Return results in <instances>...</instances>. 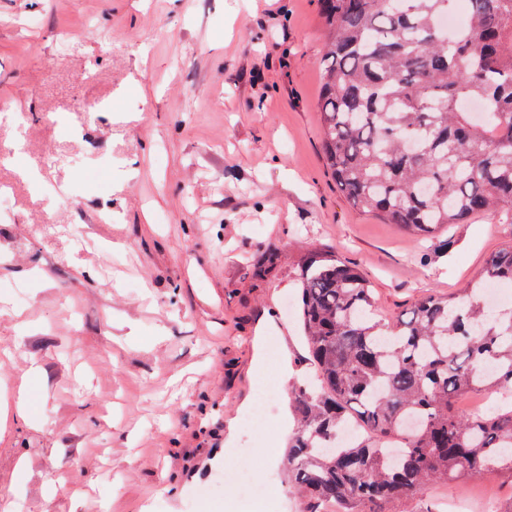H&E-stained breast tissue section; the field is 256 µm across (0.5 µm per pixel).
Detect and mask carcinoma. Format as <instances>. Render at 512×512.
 Returning a JSON list of instances; mask_svg holds the SVG:
<instances>
[{
  "mask_svg": "<svg viewBox=\"0 0 512 512\" xmlns=\"http://www.w3.org/2000/svg\"><path fill=\"white\" fill-rule=\"evenodd\" d=\"M317 2L323 158L344 199L415 240L512 213V0H468L453 36L439 26L450 0ZM299 280L316 373L291 393L300 427L288 468L312 512H395L435 482L512 479V401L456 411L461 397L512 392V309L483 295L512 283V245L454 299L425 295L394 323L365 274L332 253L307 256ZM350 421L365 433L328 446Z\"/></svg>",
  "mask_w": 512,
  "mask_h": 512,
  "instance_id": "obj_1",
  "label": "carcinoma"
}]
</instances>
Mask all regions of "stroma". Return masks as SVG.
<instances>
[{
	"mask_svg": "<svg viewBox=\"0 0 512 512\" xmlns=\"http://www.w3.org/2000/svg\"><path fill=\"white\" fill-rule=\"evenodd\" d=\"M323 42L317 0H0V512H231L234 472L309 512L263 391L278 377L252 368L262 329L286 391L313 374L299 261L335 252L392 321L512 243L499 212L416 241L344 200ZM467 491L474 512L512 505L483 473L396 509Z\"/></svg>",
	"mask_w": 512,
	"mask_h": 512,
	"instance_id": "stroma-1",
	"label": "stroma"
}]
</instances>
